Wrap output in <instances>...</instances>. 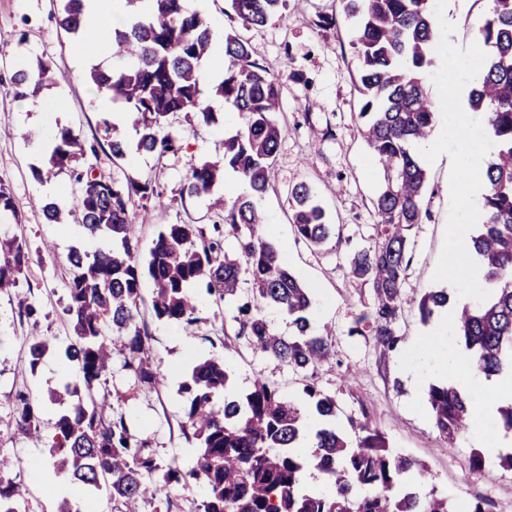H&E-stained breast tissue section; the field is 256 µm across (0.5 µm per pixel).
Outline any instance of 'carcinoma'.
I'll return each mask as SVG.
<instances>
[{
	"label": "carcinoma",
	"mask_w": 512,
	"mask_h": 512,
	"mask_svg": "<svg viewBox=\"0 0 512 512\" xmlns=\"http://www.w3.org/2000/svg\"><path fill=\"white\" fill-rule=\"evenodd\" d=\"M129 20L110 33V48L126 65L90 72L93 84L140 114L136 151L159 158L180 149L165 131L177 115L210 125L217 121L210 100L234 106L244 117L239 132L224 141L221 161H201L189 173V192L204 195L230 169L246 191L232 205L221 198L213 206L223 212L224 225L206 229L199 224H167L159 231L147 257H141L130 207L135 201L161 203L147 181H105L80 164L86 147L73 129L54 134L42 166L33 169L42 180L64 171L77 185L74 222L92 236L110 241L93 256L77 249L69 255L71 277L65 314L73 341L65 358L77 368L75 379L52 392L63 406L54 424L51 446L57 472L85 486L105 487L124 512H138V503L164 496L166 512L177 504L171 490L188 481L205 486L201 512H454L448 495L431 489L419 493L408 482L432 481L428 466L389 448L384 434L369 418L349 420L352 434L336 426V400L314 383L318 366L334 355L329 336L311 327V297L307 288L282 262L265 233L260 200L274 189V164L280 129L276 121L279 91L276 79L253 59L250 45L233 29L224 30V56L230 59L224 77L205 82L204 67L215 32L207 19L186 0H126ZM234 19L242 26H262L281 11L287 0H230ZM345 17L354 21L353 48L365 103L359 118L370 152L384 176L372 201L380 242L355 252L350 272L371 288L372 303L357 323L366 325L374 343L388 354L399 349L403 336L398 322L403 312V285L412 263L408 237L422 223L427 190L426 171L415 154L435 124L434 103L423 86L422 73L432 63L433 18L429 0H341ZM489 10L478 40L486 61L468 96L470 108L483 112L494 137L485 169L489 185L483 196L481 221L472 246L484 289L482 302L462 304L454 323L462 351L478 361L490 377L512 371V0H488ZM84 0H63L60 25L85 40ZM57 81L49 65L23 67L14 75L16 96L24 98ZM112 157L125 158L129 142L112 135ZM295 233L312 246L334 234L323 208L301 182L290 191ZM18 217L10 190L0 185V215ZM237 236L241 258L224 253V233ZM28 253L16 234L0 235V292L19 284ZM154 288L151 309L159 321L192 326L199 321L190 288L205 284L220 300L250 285L251 299L238 308L237 336L256 353L271 356L303 377L304 410L273 382L257 378L242 396L225 394L229 374L224 361L198 362L180 386L184 394L185 427L200 448L193 466L162 465L133 436L123 417L105 414L95 391L109 371L112 353L124 356V366L144 385L157 387L159 376L149 361V340L136 321L141 282ZM447 289L431 290L418 303L427 322L447 307ZM274 306L288 315L291 330L275 332L261 314ZM48 342L34 336L29 345L30 367L42 360ZM224 406L215 407L218 395ZM427 400L438 431L453 443L472 428V402L446 382L429 386ZM318 420L315 446L307 454L301 437ZM15 423L30 437L39 433L32 403L19 399ZM315 467L332 487L329 494L304 488L301 478ZM22 493L0 481V512H21Z\"/></svg>",
	"instance_id": "1"
}]
</instances>
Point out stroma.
Instances as JSON below:
<instances>
[{"mask_svg":"<svg viewBox=\"0 0 512 512\" xmlns=\"http://www.w3.org/2000/svg\"><path fill=\"white\" fill-rule=\"evenodd\" d=\"M60 0H0V184L14 195L19 223L10 225L26 244L29 264L18 288L0 294V452L22 459L23 466L5 477L24 493L26 512H56L60 498L41 471H53L50 446L57 407L49 389L72 380L74 367L63 351L71 336L64 308L70 279L68 256L72 248L94 253L104 240L89 238L74 221H47L41 202L57 203L62 210L73 204L75 186L67 174L38 182L32 174L40 166L49 137L60 127L80 133L93 151L86 156L96 176L106 181H149L161 193L163 206L134 205L131 219L137 227L142 250H149L166 224L217 223L207 196L188 190L191 164L222 159L224 141L243 123L231 106L217 108L218 121L206 126L172 120L170 132L181 148L164 157L130 152L113 159L104 134L112 123L128 141H135L138 114L126 111L111 95L98 91L87 79L91 69L112 68L113 59L104 43L78 42L59 24ZM487 13V0H466L455 9L456 29L450 42L464 48L476 42ZM332 14L333 26H316L318 16ZM353 25L339 0H288L285 9L258 27L239 28L253 56L277 81L280 110L276 116L282 136L276 153V181L262 200L266 230L282 260L312 294V319L318 331L329 334L336 356L319 367L315 382L334 396L337 422L368 415L373 426L385 433L390 445L427 462L438 491L450 494L458 512L475 497L490 501V512H512V472L498 460H486L483 471L472 470L469 456L478 445L473 435L449 444L432 419L409 410L417 388L412 375L400 367L399 354H382L371 337L355 334L353 327L370 303L371 291L348 273L349 251L375 247L378 237L372 200L382 173L359 131L357 114L362 98L356 89ZM56 70L59 81L37 96L17 97L13 73L37 60ZM452 166L450 155L441 154L425 163L427 192L423 207L428 219L411 234L413 262L404 284V313L399 330L406 340L432 331L417 309L420 296L433 288L432 276L440 257L450 205L448 192ZM307 183L314 201L335 224L339 239L314 247L297 238L290 218L289 192ZM151 281H143L137 320L150 336L153 368L162 385L138 383L114 355L112 368L98 388L114 413L125 417L133 434L146 440L162 463L177 461L190 468L196 448L186 438L185 399L179 392L187 373L201 358H223L229 372L228 390L250 391L256 376L278 383L295 401H303V384L278 360L254 353L236 336L239 302L250 299L242 290L238 300H216L205 287L194 290L201 320L184 326L156 320L149 299ZM36 307L35 319L21 315V303ZM49 341V350L38 367L29 364L31 335ZM192 348H184V338ZM27 397L39 410V434L26 437L15 427L18 396Z\"/></svg>","mask_w":512,"mask_h":512,"instance_id":"1","label":"stroma"}]
</instances>
